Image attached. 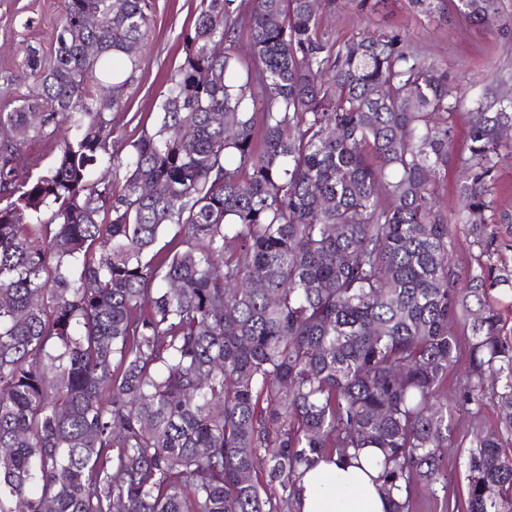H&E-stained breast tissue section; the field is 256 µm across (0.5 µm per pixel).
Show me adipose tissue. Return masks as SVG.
<instances>
[{"label":"adipose tissue","mask_w":512,"mask_h":512,"mask_svg":"<svg viewBox=\"0 0 512 512\" xmlns=\"http://www.w3.org/2000/svg\"><path fill=\"white\" fill-rule=\"evenodd\" d=\"M378 471L356 464L320 462L301 479L300 512H390L391 504L381 490Z\"/></svg>","instance_id":"ef3b65f1"}]
</instances>
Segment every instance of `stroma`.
Here are the masks:
<instances>
[{"mask_svg":"<svg viewBox=\"0 0 512 512\" xmlns=\"http://www.w3.org/2000/svg\"><path fill=\"white\" fill-rule=\"evenodd\" d=\"M200 0H151L155 25L141 51L144 64L129 84L123 103L112 115L113 146L123 150L143 127L152 126L168 80L183 60V40ZM62 0H0V111L8 112L28 95L32 81L23 63V48L36 46L44 55L54 48ZM375 24L405 30L413 50L447 69L458 87L463 110L476 101L493 102L512 90V51L494 25L479 28L451 12L421 16L406 0H386L373 15ZM466 490L463 458L448 452V495L420 490L413 512H445L444 499H463Z\"/></svg>","mask_w":512,"mask_h":512,"instance_id":"35a3bbf8","label":"stroma"}]
</instances>
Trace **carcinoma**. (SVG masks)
Returning <instances> with one entry per match:
<instances>
[{
  "instance_id": "cac0c4a2",
  "label": "carcinoma",
  "mask_w": 512,
  "mask_h": 512,
  "mask_svg": "<svg viewBox=\"0 0 512 512\" xmlns=\"http://www.w3.org/2000/svg\"><path fill=\"white\" fill-rule=\"evenodd\" d=\"M448 3L512 42L500 0ZM328 7L202 0L111 181L150 0H63L50 59L25 48L34 90L0 112V512H299L305 471L364 448L390 512L447 489L450 448L466 512H512V218L486 219L512 95L462 113L401 30L339 43ZM461 115L463 279L434 192ZM456 449L448 450V499L450 501L463 499L466 490L464 460Z\"/></svg>"
}]
</instances>
